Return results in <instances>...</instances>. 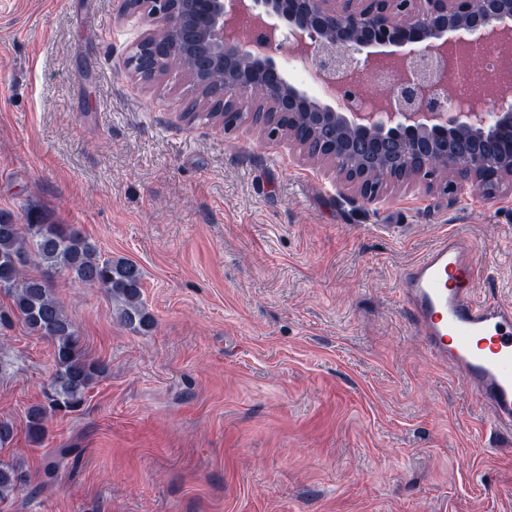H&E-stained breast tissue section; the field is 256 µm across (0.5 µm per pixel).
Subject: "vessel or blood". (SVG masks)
<instances>
[{
  "instance_id": "vessel-or-blood-1",
  "label": "vessel or blood",
  "mask_w": 512,
  "mask_h": 512,
  "mask_svg": "<svg viewBox=\"0 0 512 512\" xmlns=\"http://www.w3.org/2000/svg\"><path fill=\"white\" fill-rule=\"evenodd\" d=\"M472 251L448 235L404 268L402 314L429 356L463 378L488 426L512 433V304L478 296Z\"/></svg>"
}]
</instances>
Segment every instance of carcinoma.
<instances>
[{
	"mask_svg": "<svg viewBox=\"0 0 512 512\" xmlns=\"http://www.w3.org/2000/svg\"><path fill=\"white\" fill-rule=\"evenodd\" d=\"M28 265L40 268L41 274H24ZM61 272L87 288L104 291L117 320L130 330L148 332L155 325L143 301L144 274L135 262L102 256L98 245L71 224H20L0 212V293L9 299L0 324L16 317L29 334L53 348V370L42 388L43 400L28 407L24 423L27 441L39 448L47 437L49 417L81 412L90 389L107 370L86 354L77 327L55 296L53 277ZM16 434L14 422L1 418L0 451ZM23 492H35L30 472L17 461L0 458V503Z\"/></svg>",
	"mask_w": 512,
	"mask_h": 512,
	"instance_id": "obj_1",
	"label": "carcinoma"
}]
</instances>
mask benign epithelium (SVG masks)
Segmentation results:
<instances>
[{"label": "benign epithelium", "instance_id": "7a95c632", "mask_svg": "<svg viewBox=\"0 0 512 512\" xmlns=\"http://www.w3.org/2000/svg\"><path fill=\"white\" fill-rule=\"evenodd\" d=\"M123 15H139L149 29L126 66L142 83L165 75L178 58L207 112L224 130L252 122L259 106L271 120L264 138L286 139L325 166L336 184L367 202L394 185L446 197L471 182L485 185L492 168L512 184V103L465 99L450 109L442 92L464 73L472 55L496 50L512 35V0H118ZM248 17L288 32L290 48L340 99L361 86L359 63L371 46L419 45L392 54L398 75L387 105L338 112L309 98L280 75L274 36L258 46L239 31ZM498 146L495 159L483 151Z\"/></svg>", "mask_w": 512, "mask_h": 512}]
</instances>
